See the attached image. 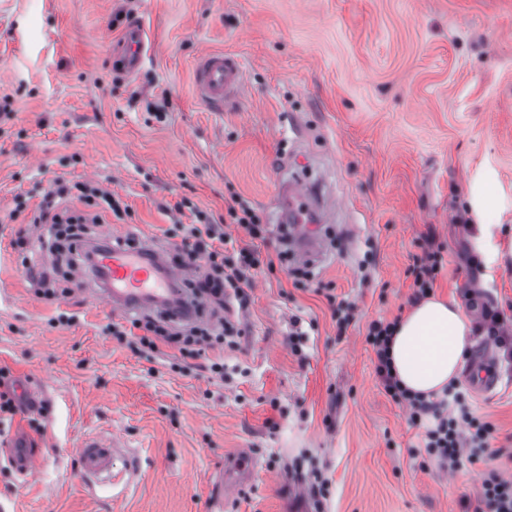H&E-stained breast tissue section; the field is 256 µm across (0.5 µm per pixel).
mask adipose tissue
Returning a JSON list of instances; mask_svg holds the SVG:
<instances>
[{
  "instance_id": "ef3b65f1",
  "label": "adipose tissue",
  "mask_w": 512,
  "mask_h": 512,
  "mask_svg": "<svg viewBox=\"0 0 512 512\" xmlns=\"http://www.w3.org/2000/svg\"><path fill=\"white\" fill-rule=\"evenodd\" d=\"M472 323L457 303L429 297L403 316L390 348L404 388L436 396L454 382L471 344Z\"/></svg>"
}]
</instances>
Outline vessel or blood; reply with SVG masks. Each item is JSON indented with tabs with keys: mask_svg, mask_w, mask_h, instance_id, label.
<instances>
[{
	"mask_svg": "<svg viewBox=\"0 0 512 512\" xmlns=\"http://www.w3.org/2000/svg\"><path fill=\"white\" fill-rule=\"evenodd\" d=\"M147 54L146 32L142 25L135 24L124 30L120 42L113 47L112 61L122 71L133 75L139 71ZM193 80L198 100L215 112L223 111L225 104L237 101L245 91L243 63L231 53L201 52L194 64ZM308 195L303 180H295L283 185L279 207L292 225L298 255L311 262L321 258L325 250L318 227L327 223L328 215L323 203L305 204ZM89 250L94 256L97 283L90 295L92 302L105 303L116 313H145L157 309L179 322L195 319L196 304L177 289L187 277V269L170 267L159 251L147 246L134 250L119 246L107 249L96 242ZM465 382L477 396L496 393L500 377L489 344L478 345L469 361ZM78 453L84 472L111 476L112 461L118 453L115 443L91 435L82 439ZM6 455L10 466L22 477L33 472L41 462L34 436L22 427L14 429Z\"/></svg>",
	"mask_w": 512,
	"mask_h": 512,
	"instance_id": "obj_1",
	"label": "vessel or blood"
}]
</instances>
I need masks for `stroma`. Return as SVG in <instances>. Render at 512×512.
<instances>
[{
	"label": "stroma",
	"instance_id": "obj_1",
	"mask_svg": "<svg viewBox=\"0 0 512 512\" xmlns=\"http://www.w3.org/2000/svg\"><path fill=\"white\" fill-rule=\"evenodd\" d=\"M135 19L151 52L129 76L110 47ZM205 50L245 68L243 98L221 112L193 91ZM4 96L0 367L38 395L0 425L45 433L28 478L0 448V512H314L318 479L324 512H464L476 499L481 464L428 462L378 386L365 334L409 310L406 271L429 236L445 260L435 295L512 308V0H0ZM62 172L117 193L128 211L109 234L166 239L170 264L164 231L195 207L220 221L240 197L274 224L279 181L307 172L339 209L310 280L258 274L248 309L226 310L244 334L216 382L105 336L113 311L79 286L57 304L35 296L9 213L18 195L36 209ZM475 248L486 274L469 265ZM329 291L356 305L345 333ZM60 308L76 322L51 324ZM471 403L512 478V371ZM91 434L120 444L117 481L82 471ZM242 451L253 475L219 493L216 475Z\"/></svg>",
	"mask_w": 512,
	"mask_h": 512
}]
</instances>
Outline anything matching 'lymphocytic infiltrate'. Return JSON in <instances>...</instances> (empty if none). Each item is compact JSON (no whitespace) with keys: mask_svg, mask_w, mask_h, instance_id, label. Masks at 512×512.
Here are the masks:
<instances>
[{"mask_svg":"<svg viewBox=\"0 0 512 512\" xmlns=\"http://www.w3.org/2000/svg\"><path fill=\"white\" fill-rule=\"evenodd\" d=\"M71 199L89 209V216L72 215L61 203ZM119 199L111 191L93 182H71L56 177L51 190L43 197L33 223L46 229L42 248L55 251L53 242L59 231H66L69 240L64 257L73 265L80 242L88 233L89 224L101 223L107 215L121 214ZM231 225L244 230L250 242L236 246L231 233L226 232L205 211L194 210V221L182 225L183 253L188 263L202 264V273L189 281L195 299L226 306L235 301L239 308L250 302L247 292L252 275L259 270L274 271L276 265H287L288 254L279 251L276 259L263 258L261 244L274 235L273 225L261 223L254 210L243 200H235L227 209ZM444 268L442 248L426 243L421 255L415 256L407 273L412 277L411 303H419L432 295L436 280ZM397 320L377 319L369 323L365 342L375 355V372L387 397L409 411L411 425L422 428L423 445L430 460L454 470L463 463H480L482 491L473 512H512V480L504 477L496 464L502 452L492 449L495 425L486 417L475 415L469 396L457 384H449L442 395L427 397L403 388L393 371L390 344ZM106 335L127 343L141 353L165 355L170 370L180 372L191 368L193 361L206 358L207 350L224 346L235 347L241 328L221 318L213 323L192 327L188 333L174 332L168 322L151 316L134 317L128 322H112L104 327ZM175 346L173 354H164L167 346Z\"/></svg>","mask_w":512,"mask_h":512,"instance_id":"1","label":"lymphocytic infiltrate"}]
</instances>
